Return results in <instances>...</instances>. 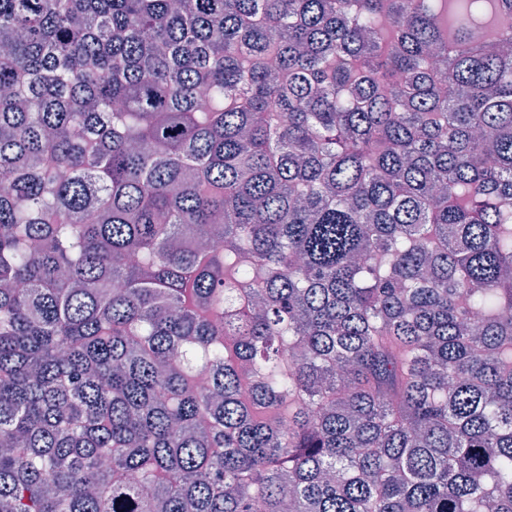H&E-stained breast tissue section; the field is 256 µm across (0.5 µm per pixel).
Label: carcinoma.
Wrapping results in <instances>:
<instances>
[{
	"label": "carcinoma",
	"mask_w": 512,
	"mask_h": 512,
	"mask_svg": "<svg viewBox=\"0 0 512 512\" xmlns=\"http://www.w3.org/2000/svg\"><path fill=\"white\" fill-rule=\"evenodd\" d=\"M257 504L512 512V0H0V512Z\"/></svg>",
	"instance_id": "carcinoma-1"
}]
</instances>
